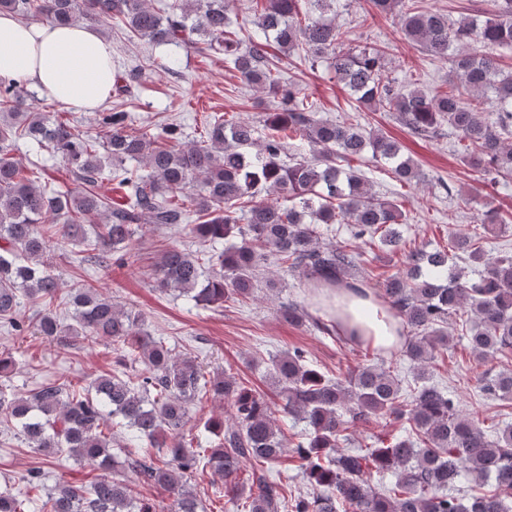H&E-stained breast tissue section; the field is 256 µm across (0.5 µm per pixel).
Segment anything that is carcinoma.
<instances>
[{
  "instance_id": "cac0c4a2",
  "label": "carcinoma",
  "mask_w": 512,
  "mask_h": 512,
  "mask_svg": "<svg viewBox=\"0 0 512 512\" xmlns=\"http://www.w3.org/2000/svg\"><path fill=\"white\" fill-rule=\"evenodd\" d=\"M335 0H265L245 38L232 28L231 0H172L159 9L147 0H0V12L25 21L68 25L90 19L99 26L121 24L156 45L197 46L224 52L243 81L267 89L277 108L264 121L267 133L248 120L213 118L204 145H185L171 125L151 132L130 128L129 113L98 114L105 141L23 106L17 82H0V324L16 332L32 329L63 348L81 338L112 339L120 345L121 369L98 376L86 388L68 381L43 383L27 392L0 385V424L14 429L28 447L49 458H67L103 474L86 484L46 488L41 471H30L21 498L0 491V512H206L187 486L190 478L211 486L251 473L245 498L228 499L238 512H512V428L490 437L479 421L459 411L451 391L426 373L434 353L448 349V327L460 311L471 314L464 336L481 359L512 349V255L492 259L470 237L453 236L448 248L416 247L404 269L382 282L376 295L400 318L403 355L413 363L418 386L403 394L402 382L382 365L360 366L348 379H332L295 349L269 360L268 376L285 400L283 411L304 423L292 451L311 491H293L277 471L283 457L281 429L271 407L254 389L226 372L207 374L188 356L178 357L161 338L147 334L145 316L101 294L91 284L73 288L58 302L60 279L53 273L52 243L82 246L79 263H104L112 254L132 257L135 225L183 224L185 200L197 223L184 224L199 250L166 248L156 264L163 291L187 297L196 307L244 301L272 262L311 277L313 287H367L369 259L362 246L399 251L405 223L401 206L372 192L363 173L350 165L365 155L389 166L402 185L420 181L414 161L397 142L364 130L348 116L338 122L317 116L301 90L279 82L270 43L290 53L299 47L315 63L330 60L336 77L355 100L397 114L414 134L446 125L457 135L464 163L489 177H512V72L500 68L494 49L512 51V0H494L491 16L456 22L422 10L417 0H363L379 13L396 14L406 40L441 59H451L447 91L430 94L401 86L387 75L383 52L345 44ZM141 77L131 69L116 80L118 98ZM492 92L497 109L487 113L483 96ZM470 93L468 103L463 93ZM37 144L61 158L86 188L51 192L28 181L10 156L19 141ZM308 146L309 154L302 152ZM134 161L141 171L129 170ZM349 163L343 167V163ZM126 188L125 202L112 206L93 191L106 169ZM273 195L275 199L261 197ZM480 222L504 229L512 214L486 194ZM329 224L350 225V236L322 242ZM224 243L216 251L213 245ZM38 307L24 323L23 304ZM64 305L71 323L53 308ZM288 321L324 336L354 341L341 323L311 315L297 303L283 310ZM483 390L512 397V372L484 379ZM205 399L229 404L230 422L209 418L204 440L193 433V411ZM406 419L411 436L383 448L342 449L349 430L380 415ZM129 431L135 447L126 454L138 480L163 490L160 499L134 498L126 480L104 474L115 465L112 429ZM392 473L390 485L373 483ZM470 475L489 483L488 493L459 496Z\"/></svg>"
}]
</instances>
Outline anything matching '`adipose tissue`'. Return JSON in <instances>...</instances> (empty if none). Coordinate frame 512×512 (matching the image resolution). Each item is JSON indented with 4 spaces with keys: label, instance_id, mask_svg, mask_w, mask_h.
<instances>
[{
    "label": "adipose tissue",
    "instance_id": "1",
    "mask_svg": "<svg viewBox=\"0 0 512 512\" xmlns=\"http://www.w3.org/2000/svg\"><path fill=\"white\" fill-rule=\"evenodd\" d=\"M0 78L35 82L48 96L75 109H94L112 84V45L81 25H24L0 13ZM335 305L350 329L373 346L398 340V321L373 296L344 290Z\"/></svg>",
    "mask_w": 512,
    "mask_h": 512
}]
</instances>
